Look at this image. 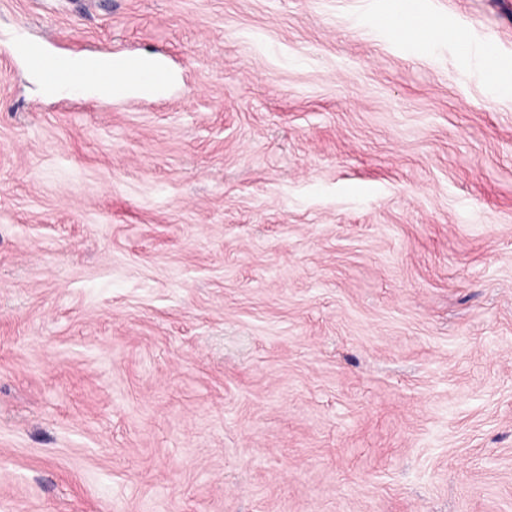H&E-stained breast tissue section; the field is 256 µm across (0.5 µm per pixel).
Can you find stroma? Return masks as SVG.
I'll use <instances>...</instances> for the list:
<instances>
[{"instance_id":"35a3bbf8","label":"stroma","mask_w":512,"mask_h":512,"mask_svg":"<svg viewBox=\"0 0 512 512\" xmlns=\"http://www.w3.org/2000/svg\"><path fill=\"white\" fill-rule=\"evenodd\" d=\"M511 78L512 0H0V512H512ZM23 54L26 56L30 68L43 71L50 79L67 83L70 85H79L85 81V79L99 76L100 72L95 67H89L81 71H72L59 67H55L53 61L49 57V53L40 49L35 48L33 50L26 49ZM118 69L124 86L158 85L168 78V73L163 67L138 58L122 60Z\"/></svg>"}]
</instances>
